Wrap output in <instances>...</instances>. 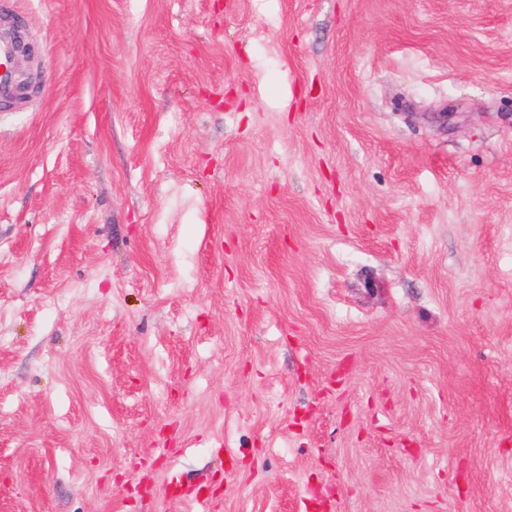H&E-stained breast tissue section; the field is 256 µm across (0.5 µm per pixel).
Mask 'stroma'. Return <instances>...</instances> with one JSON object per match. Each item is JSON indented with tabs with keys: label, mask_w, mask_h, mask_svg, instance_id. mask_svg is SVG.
Returning a JSON list of instances; mask_svg holds the SVG:
<instances>
[{
	"label": "stroma",
	"mask_w": 512,
	"mask_h": 512,
	"mask_svg": "<svg viewBox=\"0 0 512 512\" xmlns=\"http://www.w3.org/2000/svg\"><path fill=\"white\" fill-rule=\"evenodd\" d=\"M0 8V512H512V0ZM17 45L0 36V103L15 104L19 94L14 82V63Z\"/></svg>",
	"instance_id": "obj_1"
}]
</instances>
